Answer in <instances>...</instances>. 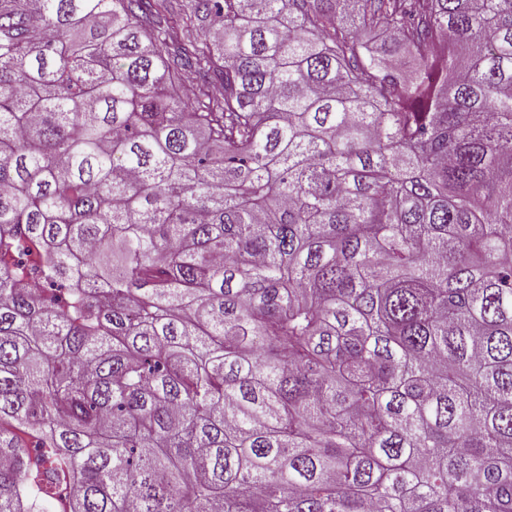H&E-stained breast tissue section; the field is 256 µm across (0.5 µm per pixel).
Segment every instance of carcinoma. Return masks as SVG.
Segmentation results:
<instances>
[{"mask_svg": "<svg viewBox=\"0 0 512 512\" xmlns=\"http://www.w3.org/2000/svg\"><path fill=\"white\" fill-rule=\"evenodd\" d=\"M0 512H512V0H0Z\"/></svg>", "mask_w": 512, "mask_h": 512, "instance_id": "obj_1", "label": "carcinoma"}]
</instances>
